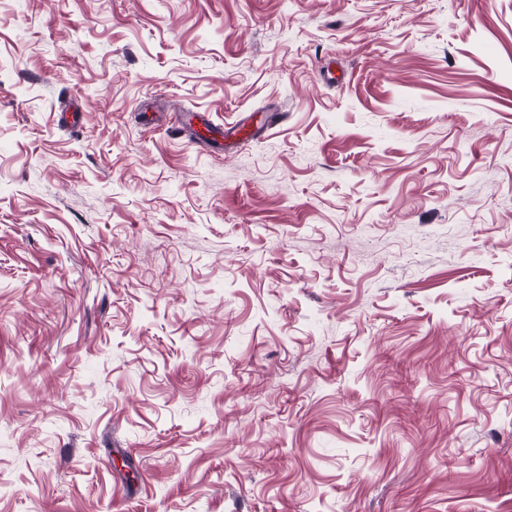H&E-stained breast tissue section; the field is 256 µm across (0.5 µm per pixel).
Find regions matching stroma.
Listing matches in <instances>:
<instances>
[{
    "instance_id": "obj_1",
    "label": "stroma",
    "mask_w": 512,
    "mask_h": 512,
    "mask_svg": "<svg viewBox=\"0 0 512 512\" xmlns=\"http://www.w3.org/2000/svg\"><path fill=\"white\" fill-rule=\"evenodd\" d=\"M0 512H512V0H0Z\"/></svg>"
}]
</instances>
